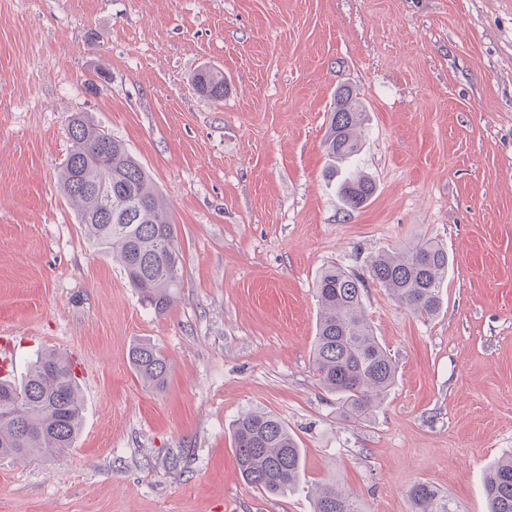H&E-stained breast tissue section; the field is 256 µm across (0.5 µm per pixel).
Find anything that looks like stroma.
<instances>
[{"mask_svg": "<svg viewBox=\"0 0 512 512\" xmlns=\"http://www.w3.org/2000/svg\"><path fill=\"white\" fill-rule=\"evenodd\" d=\"M223 71V101L192 77ZM95 91H88V83ZM368 113L347 211L326 177L338 86ZM122 140L166 198L181 288L155 315L79 224L59 173L67 120ZM450 265L421 320L376 283L365 314L397 364L364 421L313 371L320 272L425 240ZM0 331L24 378L75 361L85 410L58 457L0 458V512H313L339 483L363 512H411L428 482L487 512L512 454V0H0ZM170 363L141 381L130 346ZM276 416L296 489L248 485L232 428ZM375 190V182L360 173L349 172L339 182V194L347 211L361 208L373 197ZM128 359L135 373L155 390H162L170 370L169 361L149 341H141L132 346Z\"/></svg>", "mask_w": 512, "mask_h": 512, "instance_id": "stroma-1", "label": "stroma"}]
</instances>
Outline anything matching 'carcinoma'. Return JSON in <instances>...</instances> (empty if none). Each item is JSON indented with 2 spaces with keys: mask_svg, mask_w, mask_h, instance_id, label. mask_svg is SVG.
I'll use <instances>...</instances> for the list:
<instances>
[{
  "mask_svg": "<svg viewBox=\"0 0 512 512\" xmlns=\"http://www.w3.org/2000/svg\"><path fill=\"white\" fill-rule=\"evenodd\" d=\"M196 91L224 100L226 81L220 71L204 67L193 79ZM366 110L346 85L336 88L325 131L329 177L336 161L357 155ZM72 142L62 165L61 187L78 207L83 224L102 250L117 258L130 285L155 314L172 306L180 287L181 246L164 196L124 143L82 113L70 116ZM375 182L348 173L339 182L347 210L365 205ZM448 273V251L422 241L397 252L374 256L366 274L333 266L316 283L320 309L313 349V368L320 385L338 396L349 417L362 420L380 404L396 381V366L375 336L363 307V291L372 281L413 315L437 316L443 305L442 282ZM128 359L135 373L152 388H164L169 361L149 341L132 346ZM83 401L71 361L53 351L38 356L23 384L0 379V457L50 458L72 446L80 429ZM233 442L238 468L248 485L272 495L292 489L302 469V453L287 427L275 416L250 410L236 421ZM484 493L489 512H512V456L498 460L486 473ZM413 512H455L448 496L417 482L408 490ZM313 512H362L357 501L336 484L324 486Z\"/></svg>",
  "mask_w": 512,
  "mask_h": 512,
  "instance_id": "cac0c4a2",
  "label": "carcinoma"
}]
</instances>
